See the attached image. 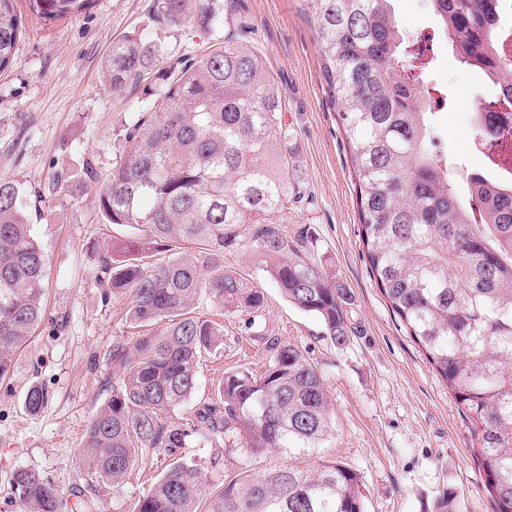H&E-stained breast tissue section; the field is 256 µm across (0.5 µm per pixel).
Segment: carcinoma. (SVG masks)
<instances>
[{
    "instance_id": "carcinoma-1",
    "label": "carcinoma",
    "mask_w": 512,
    "mask_h": 512,
    "mask_svg": "<svg viewBox=\"0 0 512 512\" xmlns=\"http://www.w3.org/2000/svg\"><path fill=\"white\" fill-rule=\"evenodd\" d=\"M15 2L0 0V71L20 37ZM27 2L54 21L91 0ZM187 2L160 0V16L179 18ZM196 2L193 21L212 28L209 0ZM302 2L340 108L366 260L473 425L494 512H512V181L474 179L465 200L453 189L428 125L431 92L414 75L416 41L400 29L392 0ZM428 2L461 63L512 94V63L490 52L500 38L495 17L512 15V0ZM248 30L245 18L225 15L222 46L177 68H158L160 47L130 39L112 43L104 60L111 90L145 83L153 97L115 144L109 172L86 167L104 223L139 230L112 242L100 271L113 294L128 297L129 319L142 333L130 347L112 348V397L87 426L84 462L117 487L145 452L173 458L136 512H198L205 498V512H365L359 475L338 461L244 471L208 497L217 459L183 455L238 445L290 462L318 456L332 435L331 407L321 372L291 343L269 341L263 374L246 367L224 374L194 419L168 423L194 394L201 359L224 353V324L195 312L200 298L249 315L247 335H265L264 296L226 264L228 252L249 249L288 302L317 317L335 343L350 335L347 288L310 261L315 238L288 233L304 179L284 91ZM158 249L175 256L146 262ZM44 278L20 190L0 182V377L44 317ZM45 399L32 387L25 406L35 412ZM15 490L25 512H61V491L34 471H19Z\"/></svg>"
}]
</instances>
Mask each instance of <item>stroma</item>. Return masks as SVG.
<instances>
[{
  "label": "stroma",
  "instance_id": "35a3bbf8",
  "mask_svg": "<svg viewBox=\"0 0 512 512\" xmlns=\"http://www.w3.org/2000/svg\"><path fill=\"white\" fill-rule=\"evenodd\" d=\"M216 16L244 14L250 39L286 97L296 134V162L306 199L288 215L289 230L312 228L311 261L346 286L351 334L334 343L321 321L297 309L246 249L226 263L264 295L267 335L298 346L321 371L333 410V432L321 450L357 471L365 512H433L446 490L457 512H494L487 475L473 454L474 430L446 383L408 335L374 279L362 249L356 180L348 145L320 73L321 52L301 0H210ZM22 33L0 72V181L15 184L46 259L45 317L0 378V512H23L14 489L19 470L35 471L63 493V512H135L139 497L167 471L170 457H146L112 487L87 474L81 459L87 425L112 394V347L133 344L128 300L113 294L99 272L100 257L125 227L103 223L84 171H108L114 142L143 111L141 86L112 91L103 61L114 41L160 45L163 66L222 42L223 27L204 31L186 20L160 19L156 0H93L88 9L46 22L17 0ZM408 34L436 35L427 87L445 100L431 124L435 146L458 182L490 166L477 137L475 110L491 95L481 89L438 35L427 0H394ZM64 172L65 184L55 175ZM246 317L224 316V356L201 361L195 393L170 416L182 424L211 399L225 372L261 371L269 353L245 335ZM47 394L37 412L24 398L31 387ZM187 457L227 456L208 472L207 490L246 469L260 474L283 464L278 453L190 448Z\"/></svg>",
  "mask_w": 512,
  "mask_h": 512
}]
</instances>
